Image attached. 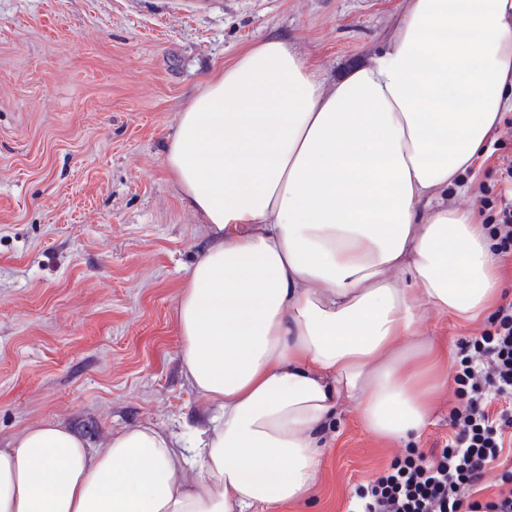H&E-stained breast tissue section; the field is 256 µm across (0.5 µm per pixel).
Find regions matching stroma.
Returning <instances> with one entry per match:
<instances>
[{
  "label": "stroma",
  "mask_w": 512,
  "mask_h": 512,
  "mask_svg": "<svg viewBox=\"0 0 512 512\" xmlns=\"http://www.w3.org/2000/svg\"><path fill=\"white\" fill-rule=\"evenodd\" d=\"M405 0H0V436L62 423L105 447L150 422L205 420L180 365L176 300L208 246L166 159L179 112L242 49L287 37L326 81L390 39ZM512 112L469 192L449 207L496 218ZM427 314L450 354L489 330ZM431 425L377 442L352 410L310 496L277 512H346L372 476L442 448L463 402L436 396Z\"/></svg>",
  "instance_id": "1"
}]
</instances>
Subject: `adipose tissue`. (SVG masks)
<instances>
[{"label": "adipose tissue", "instance_id": "ef3b65f1", "mask_svg": "<svg viewBox=\"0 0 512 512\" xmlns=\"http://www.w3.org/2000/svg\"><path fill=\"white\" fill-rule=\"evenodd\" d=\"M507 112L512 0H408L330 84L280 36L245 48L167 147L211 239L176 305L206 425L138 424L104 448L18 430L0 512H271L310 495L343 406L378 439L418 437L453 365L420 319L478 320L499 291L484 225L447 198Z\"/></svg>", "mask_w": 512, "mask_h": 512}]
</instances>
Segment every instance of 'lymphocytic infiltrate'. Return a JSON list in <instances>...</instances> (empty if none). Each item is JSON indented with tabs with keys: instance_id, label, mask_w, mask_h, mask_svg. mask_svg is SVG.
Segmentation results:
<instances>
[{
	"instance_id": "f902f5d3",
	"label": "lymphocytic infiltrate",
	"mask_w": 512,
	"mask_h": 512,
	"mask_svg": "<svg viewBox=\"0 0 512 512\" xmlns=\"http://www.w3.org/2000/svg\"><path fill=\"white\" fill-rule=\"evenodd\" d=\"M458 355L454 380L465 401L451 417L453 439L431 456L394 460L347 512H512V487L489 501L480 497L484 473L512 430V303ZM498 402L504 410H495Z\"/></svg>"
}]
</instances>
